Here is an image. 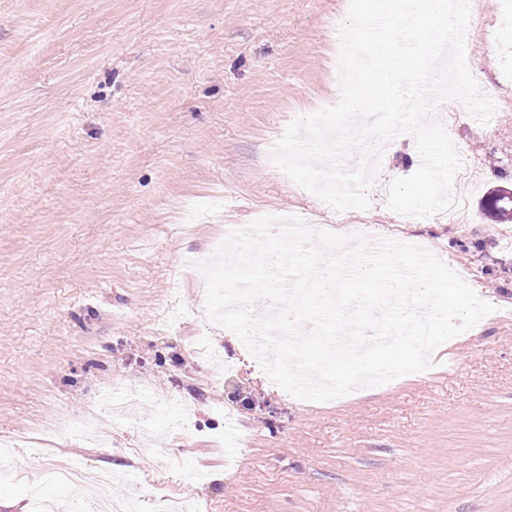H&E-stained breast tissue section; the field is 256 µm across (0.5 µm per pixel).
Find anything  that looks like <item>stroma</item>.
I'll use <instances>...</instances> for the list:
<instances>
[{
	"label": "stroma",
	"mask_w": 512,
	"mask_h": 512,
	"mask_svg": "<svg viewBox=\"0 0 512 512\" xmlns=\"http://www.w3.org/2000/svg\"><path fill=\"white\" fill-rule=\"evenodd\" d=\"M349 0H0V440L20 460L0 512L82 457L113 498L160 512H512V223L480 203L512 187V21L481 0L465 41L488 123L449 117L469 183L464 223L410 217L387 187L418 168L413 134L383 155L371 206L328 214L367 241L414 240L492 314L428 369L334 400L273 383L244 343L193 318L189 259L230 225L322 202L268 161L293 121L341 98ZM498 32L491 40L490 32ZM99 409L104 437L55 431Z\"/></svg>",
	"instance_id": "35a3bbf8"
}]
</instances>
